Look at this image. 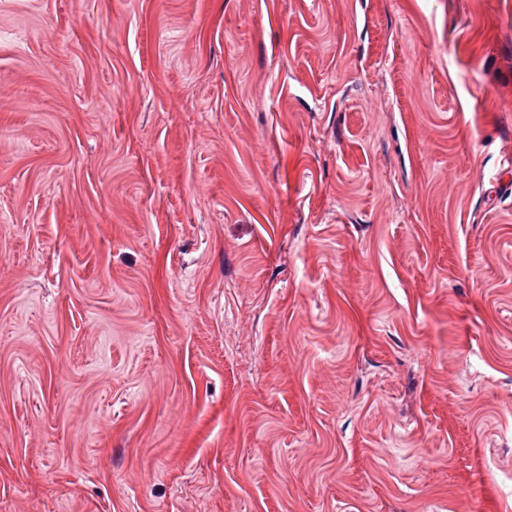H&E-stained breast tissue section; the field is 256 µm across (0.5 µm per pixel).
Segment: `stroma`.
Wrapping results in <instances>:
<instances>
[{
    "instance_id": "35a3bbf8",
    "label": "stroma",
    "mask_w": 512,
    "mask_h": 512,
    "mask_svg": "<svg viewBox=\"0 0 512 512\" xmlns=\"http://www.w3.org/2000/svg\"><path fill=\"white\" fill-rule=\"evenodd\" d=\"M0 512H512V0H0Z\"/></svg>"
}]
</instances>
